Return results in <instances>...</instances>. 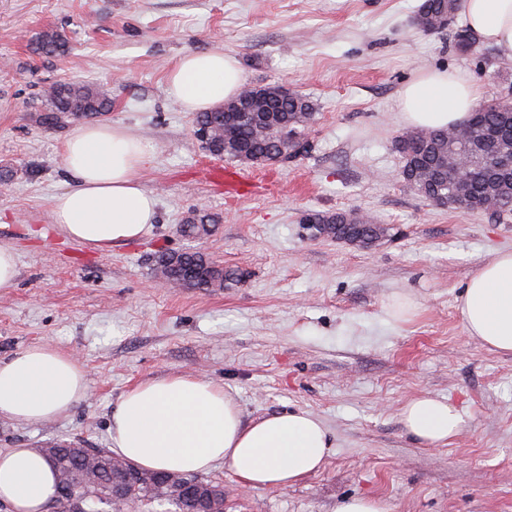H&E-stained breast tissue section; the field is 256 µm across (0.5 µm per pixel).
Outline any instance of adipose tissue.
Masks as SVG:
<instances>
[{
	"mask_svg": "<svg viewBox=\"0 0 512 512\" xmlns=\"http://www.w3.org/2000/svg\"><path fill=\"white\" fill-rule=\"evenodd\" d=\"M468 26L512 59V0H463ZM245 77L221 50L181 55L166 78V92L184 111L204 112L233 98ZM479 88L458 72L428 69L399 94L404 121L415 128L463 124ZM150 148L114 124H89L63 145L72 188L51 202L55 224L79 244L104 249L134 241L158 220L155 197L141 172ZM460 314L470 336L512 352V249L503 250L469 280ZM85 369L74 356L47 345L0 359V419L33 424L66 415L86 395ZM405 431L430 448L462 430L459 409L424 395L401 411ZM113 448L152 471L206 473L228 465L250 487L285 488L316 472L333 442L323 422L295 409L244 422L222 386L170 375L127 390L111 414ZM56 494L54 472L33 448L0 449V502L12 512H45Z\"/></svg>",
	"mask_w": 512,
	"mask_h": 512,
	"instance_id": "ef3b65f1",
	"label": "adipose tissue"
}]
</instances>
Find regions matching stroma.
Returning a JSON list of instances; mask_svg holds the SVG:
<instances>
[{
	"mask_svg": "<svg viewBox=\"0 0 512 512\" xmlns=\"http://www.w3.org/2000/svg\"><path fill=\"white\" fill-rule=\"evenodd\" d=\"M421 0H0V244L18 257L0 291V358L50 345L79 357L89 392L56 420L0 419V449L111 445V412L134 385L171 374L222 385L244 421L303 409L334 446L288 488H248L226 465L224 512H336L372 496L387 512H512V353L468 335L458 299L470 278L512 249V220L424 201L399 180L394 149L408 127L400 89L453 69L489 98L512 61L486 42L470 56L454 31L414 23ZM64 34L67 54L32 51ZM235 56L248 84L279 82L316 105L313 148L296 162L245 169L208 156L194 115L165 78L189 51ZM60 82L101 84L107 122L151 146L142 174L159 222L103 250L66 239L51 199L71 181L62 145L78 122L47 128L41 94ZM222 218L196 242L178 228L197 208ZM352 210L388 233L363 248L319 236L310 212ZM199 250L244 270L230 288L159 277V251ZM456 405L461 433L443 448L409 436L402 407L422 395Z\"/></svg>",
	"mask_w": 512,
	"mask_h": 512,
	"instance_id": "obj_1",
	"label": "stroma"
}]
</instances>
